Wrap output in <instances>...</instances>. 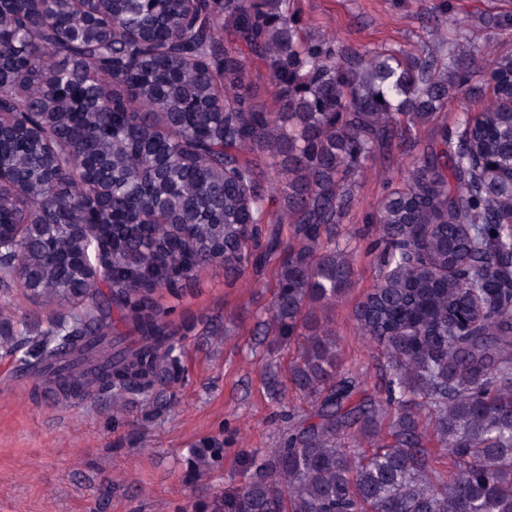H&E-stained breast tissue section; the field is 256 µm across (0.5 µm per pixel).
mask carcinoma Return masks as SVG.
<instances>
[{
	"mask_svg": "<svg viewBox=\"0 0 512 512\" xmlns=\"http://www.w3.org/2000/svg\"><path fill=\"white\" fill-rule=\"evenodd\" d=\"M185 16V0H114V42L99 51L43 31L47 19L74 22L65 0H0L15 128L0 160L27 175L20 193L0 187V232L27 225L0 249V295L19 286L56 309L33 336L0 332V354L65 397L90 377L115 399L150 396L176 377L192 331L157 295H181L209 265L230 282L272 267L264 335L298 343L288 382L312 411L288 414L275 447L247 455L241 486L200 512H512V227L500 223L512 210V112L501 107L512 55L475 41L443 54L346 51L310 38L294 0H196L206 47L182 56L128 36L176 41ZM250 60L277 82L270 107L248 84ZM483 73L495 101L440 131L373 217L377 281L355 310L385 363L369 395L336 372L335 333L316 315L354 284L340 227L355 176L448 99L476 97ZM35 128L52 145L69 140L52 186L39 178ZM476 156L501 177L487 181ZM104 183L109 223L98 216ZM80 221L104 242L94 279ZM264 385L284 400L270 366ZM223 459L224 438L204 437L188 475Z\"/></svg>",
	"mask_w": 512,
	"mask_h": 512,
	"instance_id": "cac0c4a2",
	"label": "carcinoma"
}]
</instances>
